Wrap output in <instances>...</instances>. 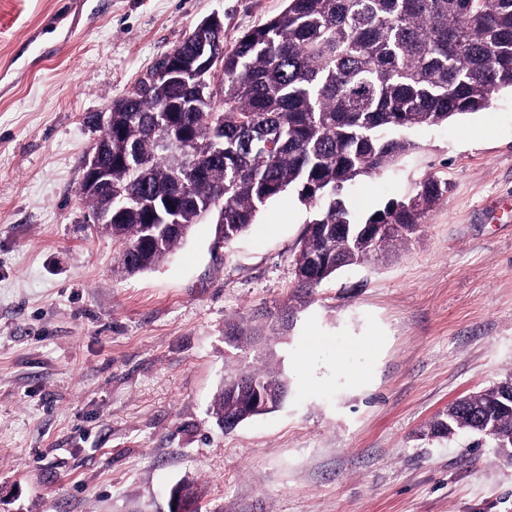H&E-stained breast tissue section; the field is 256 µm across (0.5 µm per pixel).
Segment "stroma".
Segmentation results:
<instances>
[{
    "mask_svg": "<svg viewBox=\"0 0 512 512\" xmlns=\"http://www.w3.org/2000/svg\"><path fill=\"white\" fill-rule=\"evenodd\" d=\"M285 0H0V512H512V466L420 430L512 373V92L408 131L411 149L347 190L355 222L430 176L448 192L396 253L300 290L312 213L269 203L214 249L195 225L155 269L80 196L98 119L218 16L224 43ZM289 304L273 344L287 401L235 429L210 413L236 355L227 320Z\"/></svg>",
    "mask_w": 512,
    "mask_h": 512,
    "instance_id": "stroma-1",
    "label": "stroma"
}]
</instances>
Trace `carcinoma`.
Returning a JSON list of instances; mask_svg holds the SVG:
<instances>
[{"label": "carcinoma", "mask_w": 512, "mask_h": 512, "mask_svg": "<svg viewBox=\"0 0 512 512\" xmlns=\"http://www.w3.org/2000/svg\"><path fill=\"white\" fill-rule=\"evenodd\" d=\"M286 2L229 48L219 32L218 83L208 72L158 83L149 72L112 104V224L101 228L122 245L120 272L154 269L206 219L226 246L287 192L315 212L317 230L303 234L295 256L303 287L395 252L422 230L448 182L428 177L361 224L352 222L345 188L412 146L399 132L486 110L494 94L512 90V0ZM366 224L401 231L376 244ZM283 311L227 321L229 346H261L266 360L224 376L216 423L271 412L253 392L233 389L240 372L288 394L271 347L285 334ZM461 433L512 448V376L457 398L424 430L442 439ZM171 497L195 512L189 486Z\"/></svg>", "instance_id": "1"}]
</instances>
